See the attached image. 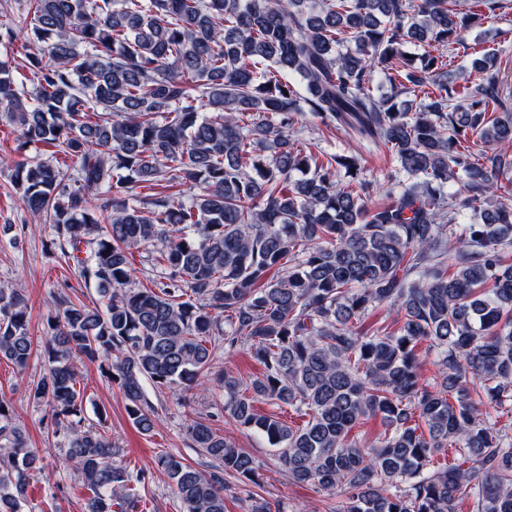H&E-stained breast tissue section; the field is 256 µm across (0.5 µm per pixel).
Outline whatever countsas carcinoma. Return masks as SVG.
Instances as JSON below:
<instances>
[{
	"label": "carcinoma",
	"mask_w": 512,
	"mask_h": 512,
	"mask_svg": "<svg viewBox=\"0 0 512 512\" xmlns=\"http://www.w3.org/2000/svg\"><path fill=\"white\" fill-rule=\"evenodd\" d=\"M473 3L25 0L18 28L0 22V41L18 30L35 48L0 59V115L23 144L54 148L13 161L12 184L102 300L58 295L47 372L28 385L52 410L86 512H114L146 481L82 416L89 362L144 434L159 421L146 384L214 380L227 418L267 440L289 481L344 493L338 512H512V426L500 424L512 412V205L468 217L512 194V111L496 112V54L459 90L443 58L494 0ZM413 41L436 53L407 57ZM376 68L405 90L433 86V100L415 111L375 97ZM307 116L390 153L386 202L366 206L357 156L305 151ZM470 135L492 150L482 164ZM189 183L202 193L184 197ZM139 247L153 271L141 286ZM27 305L0 285V360L20 370L33 355ZM385 307L392 328H364ZM245 346L259 376L216 368ZM376 416L384 430L367 446L352 431ZM185 434L206 468L157 458L180 512H225L229 478L258 484L260 462L204 417ZM36 461L0 397V512H22Z\"/></svg>",
	"instance_id": "carcinoma-1"
}]
</instances>
